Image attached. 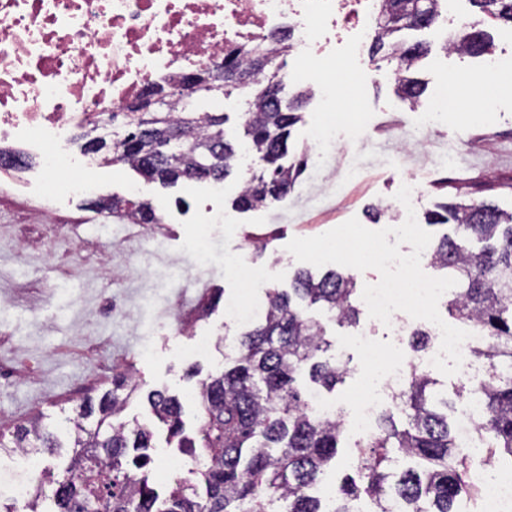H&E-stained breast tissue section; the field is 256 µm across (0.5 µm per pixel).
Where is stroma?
<instances>
[{
  "label": "stroma",
  "instance_id": "stroma-1",
  "mask_svg": "<svg viewBox=\"0 0 512 512\" xmlns=\"http://www.w3.org/2000/svg\"><path fill=\"white\" fill-rule=\"evenodd\" d=\"M404 38L429 45L415 71L425 84L421 100L446 99L447 118L421 141H393L395 126L412 123L411 103L390 69L377 71L358 93L336 102L343 113L336 125L341 150L329 161L328 175L312 179L300 171L284 203L244 213L232 209L241 178L237 170L220 194L208 182L165 187L121 164L94 170L99 195L122 198L135 186L139 200L152 203L163 223L148 237L134 234L111 211L92 207L85 195L61 196L48 206L46 175L38 166L27 172L26 192L0 181V432L10 433L38 414L49 423L64 422L83 398H99L111 390L113 376L127 369L145 388L183 395L186 429L195 432L198 408L185 372L192 366L205 373L223 367V352L199 353L195 343L223 336L224 303L241 291L226 256L245 253L268 268L270 286L290 288L302 267L286 249L292 238L320 235L353 217L366 228H386L387 220L373 221L371 210L393 203L411 178L419 184L422 214L461 199L511 210L512 74L479 89L460 86L455 75L478 72L479 58L445 49L429 29ZM365 62L362 56L339 55L315 68L308 59L294 61L312 97L288 142L289 162L300 159L307 131L325 119L321 84L343 87L365 72ZM354 126L364 128L363 138L349 139ZM451 146L455 160L440 167V154ZM211 210L228 221L211 225L207 256L201 259L187 241ZM262 237L269 241L263 251L258 248ZM122 248L134 253V262L122 263ZM115 297L125 304L127 319H113L107 304ZM206 301L212 304L208 318L194 321L191 333L177 334L174 315L194 320ZM326 326L332 354L349 369L326 400L348 411L363 388V355L352 339L353 328L331 320Z\"/></svg>",
  "mask_w": 512,
  "mask_h": 512
}]
</instances>
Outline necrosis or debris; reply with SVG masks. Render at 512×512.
Segmentation results:
<instances>
[{"instance_id": "4bbe7bcc", "label": "necrosis or debris", "mask_w": 512, "mask_h": 512, "mask_svg": "<svg viewBox=\"0 0 512 512\" xmlns=\"http://www.w3.org/2000/svg\"><path fill=\"white\" fill-rule=\"evenodd\" d=\"M385 0H0V143L37 160L50 194L96 193L76 175L74 129L122 115L151 84L169 85L230 53L291 36L295 56L362 55L375 40ZM236 272L250 304L228 303L243 322L265 298L268 273L246 257ZM400 361L370 372L355 405L360 434L406 380ZM482 512H512V472L479 470Z\"/></svg>"}]
</instances>
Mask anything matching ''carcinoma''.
I'll use <instances>...</instances> for the list:
<instances>
[{
	"instance_id": "cac0c4a2",
	"label": "carcinoma",
	"mask_w": 512,
	"mask_h": 512,
	"mask_svg": "<svg viewBox=\"0 0 512 512\" xmlns=\"http://www.w3.org/2000/svg\"><path fill=\"white\" fill-rule=\"evenodd\" d=\"M480 12L512 25V0H471ZM440 0H386L381 33L372 56L396 63L397 82L403 95L416 100L423 92L414 76L416 63L428 46H405L394 40L409 27L428 28L438 16ZM488 35L466 33L455 51L481 55ZM287 38L278 39L273 52L255 49L244 63L229 56L224 73L249 72L259 86L249 102L245 119L247 146L256 168L234 200L237 209L257 210L288 194L300 164L287 165L288 140L299 121L306 95L285 96L284 106H269L261 86L284 81L279 72H266L261 61L288 54ZM197 86L188 108L172 116L173 105L160 96L164 89L147 88L129 106L159 121L148 133L149 141L130 126L116 136L108 153L112 161L126 164L150 181L175 184L192 173L198 181L221 182L232 173L237 149L224 139L226 116L205 106L216 97L210 72L185 75ZM188 126L191 144L167 146L169 126ZM141 224H156L149 203L132 204ZM452 222L485 242L478 251L463 248L448 235L440 237L431 263L457 280L460 291L446 302L448 316L479 327L488 341L477 346L474 358L483 372L465 379L458 393L469 391L482 409L477 426L480 445L488 455L512 457V211L492 203H446L428 216L430 224ZM357 281L341 270L316 277L308 270L295 274L292 288L265 289L260 312L241 324L234 350L224 356V369L207 374L197 385L202 418L194 437L186 433L180 398L165 389L143 390L135 376H120L115 386L132 383L133 391L147 401L157 421L166 427L167 445L188 448L203 460L192 480L174 481L168 495L160 497L151 485L142 452L156 447L152 428L123 416L127 398L115 392L100 396L98 404L86 399L77 418L69 420V443L57 429L36 418L20 426L10 440L0 435V451L31 448L54 453L73 448L64 476L47 474L41 490L24 505L25 512H352V503L367 496L374 512H456L464 494L475 493L469 481L470 453L463 451L456 427L448 418V399L437 389L431 374L415 371L397 394L398 409L384 410L375 432L355 444L357 478H343L333 496L323 501L313 495L327 469L336 460L345 435L343 410L318 412L313 397L331 392L344 382L347 364L329 355L331 343L323 324L306 315L304 307L318 305L338 324L357 327ZM99 414L95 428L81 420ZM411 459L400 471L397 454Z\"/></svg>"
}]
</instances>
